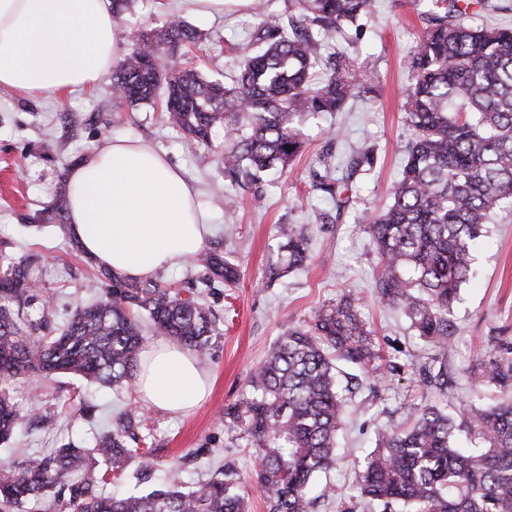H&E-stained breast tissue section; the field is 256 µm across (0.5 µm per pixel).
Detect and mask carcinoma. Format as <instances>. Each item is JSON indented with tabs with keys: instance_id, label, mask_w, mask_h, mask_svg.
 Instances as JSON below:
<instances>
[{
	"instance_id": "1",
	"label": "carcinoma",
	"mask_w": 512,
	"mask_h": 512,
	"mask_svg": "<svg viewBox=\"0 0 512 512\" xmlns=\"http://www.w3.org/2000/svg\"><path fill=\"white\" fill-rule=\"evenodd\" d=\"M293 6L298 13L288 21L263 20L250 33L230 86L167 65L179 49L203 42L196 27L169 17L159 31L133 39L112 74L115 99L130 106L159 99L166 122L195 141L209 146L224 137V175L239 184H254L273 167L286 170L304 147L302 125L343 111L372 84L357 56L324 54L335 35L370 12L372 0H294ZM436 6L408 62L412 82L403 110L412 138L401 177L391 203L367 218L364 231L378 255L379 300L401 308L416 336L444 361L456 335L450 310L474 274V243L487 233L494 210L512 206V28L463 23L458 0ZM321 66L330 74L316 85L312 74ZM321 162L325 174L315 189L332 198L338 186L349 188L357 167L336 176L329 159ZM41 220L66 234L63 204L44 209ZM280 233L288 268L303 266L308 239L294 224ZM194 260L206 286L237 279V268L215 251ZM101 274V296L77 307L56 334L47 307L33 305L38 285L30 263L10 262L0 274V442L29 417L54 425L40 413L38 397L24 409L15 402L11 385L18 377L73 374L112 388L133 382L143 313L156 333L209 357L218 327L200 298L107 269ZM491 342L472 366L473 382L512 389V339ZM336 358L375 371L371 332L350 294L281 336L251 376L253 393L224 407V419L256 449V482L268 512H313L311 484L336 460L345 411ZM141 417L132 408L120 411L90 449L68 445L0 466V512H247L245 495L221 469L197 491L185 489L173 472L150 492L106 493L108 472L140 457L141 448L126 438ZM461 431L471 447L457 446ZM358 485L360 496L383 512H512V401L457 419L436 403L417 408L410 426L389 424L378 433Z\"/></svg>"
}]
</instances>
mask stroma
I'll use <instances>...</instances> for the list:
<instances>
[{
    "mask_svg": "<svg viewBox=\"0 0 512 512\" xmlns=\"http://www.w3.org/2000/svg\"><path fill=\"white\" fill-rule=\"evenodd\" d=\"M156 2L133 0L117 16L123 50H130L134 34L160 29L170 16L179 15L205 35L200 46L184 49L183 61L208 78L228 79L237 47L247 43L260 22L251 0H228L223 15L215 18L196 14L189 0H164L161 8ZM429 7L428 0H373L356 38L330 44V51L356 53L373 71V94L347 111L310 120L302 155L257 187L225 178L222 146L184 138L166 124L159 104L116 102L111 82L36 99L0 90V262L30 259L54 328H61L76 307L100 296L95 286L99 272L37 215L62 192L68 169L85 152L115 137L148 141L182 169L208 215V246L219 247L239 269L236 282L216 281L206 289L200 286L203 269L189 262L156 277L161 285L201 289L202 301L218 318L220 334L213 337L211 355L203 363L212 378L205 402L186 413L170 412L143 403L131 385L112 390L69 375L50 382L34 377L15 385V399L22 404L40 394L42 413L55 417L57 424L47 430L33 422L9 442H0V465L66 444L92 447L94 433L106 420L132 405L145 416L143 432L152 452L112 475L106 492L149 491L173 471L196 490L221 469L249 488V512H267L263 497L252 488L255 451L239 428L225 424L224 407L251 394V372L285 330L304 326L322 306L349 292L358 300L381 359L372 374L339 365L349 412L339 432L336 462L317 478L318 485H331L336 494L318 499L315 512H380L366 507L357 475L387 424L406 422L429 401L452 415L464 404H489L490 390H476L469 368L488 351L489 337H512V209L496 211L490 234L476 253V276L461 288L453 306L457 334L447 361L452 383L443 393L422 382L421 368L434 350L413 334L398 309L376 296L378 256L361 225L364 216L389 204V190L404 165L411 139L402 110L410 83L407 60L427 26L421 14ZM366 150L373 162L359 167L350 207L340 219H330L332 202L314 188L324 172L321 156L344 167ZM257 191L264 196L259 208L252 203ZM283 224L298 225L309 242L307 264L291 272L284 268L285 240L278 234ZM72 396L89 399L93 411L81 414L69 408Z\"/></svg>",
    "mask_w": 512,
    "mask_h": 512,
    "instance_id": "obj_1",
    "label": "stroma"
}]
</instances>
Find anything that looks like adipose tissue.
<instances>
[{
  "mask_svg": "<svg viewBox=\"0 0 512 512\" xmlns=\"http://www.w3.org/2000/svg\"><path fill=\"white\" fill-rule=\"evenodd\" d=\"M120 52L110 0H0V88L30 98L89 89ZM66 198L87 257L130 280L180 266L210 234L193 185L136 139L115 137L85 153L68 174ZM135 385L151 406L171 412L210 392L196 357L164 340L142 350Z\"/></svg>",
  "mask_w": 512,
  "mask_h": 512,
  "instance_id": "1",
  "label": "adipose tissue"
}]
</instances>
